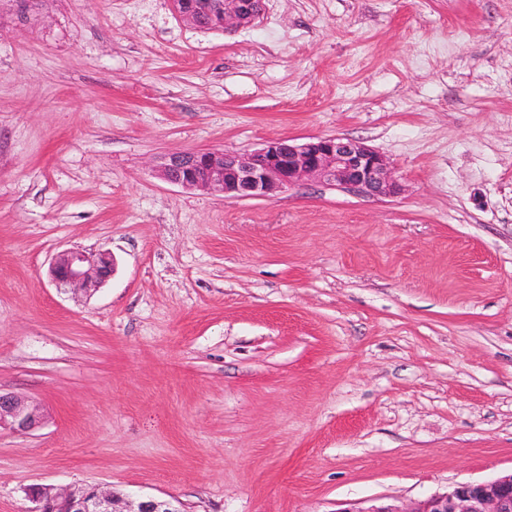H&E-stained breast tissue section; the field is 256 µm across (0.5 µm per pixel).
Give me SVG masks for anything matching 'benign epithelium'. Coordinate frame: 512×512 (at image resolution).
Wrapping results in <instances>:
<instances>
[{
	"instance_id": "7a95c632",
	"label": "benign epithelium",
	"mask_w": 512,
	"mask_h": 512,
	"mask_svg": "<svg viewBox=\"0 0 512 512\" xmlns=\"http://www.w3.org/2000/svg\"><path fill=\"white\" fill-rule=\"evenodd\" d=\"M174 12L200 29H238L253 24L265 11V0H201L199 7L172 0ZM159 176L186 189L219 192L237 198H270L310 179L373 197L393 196L401 185L390 162L378 151L349 138L312 137L302 143L273 139L253 152L217 149L175 151L161 163ZM113 271L112 257L81 249L57 254L50 266L52 280L74 293L99 288ZM39 422L37 409L21 398L0 392V427L25 432ZM29 512H119L113 493L97 487L51 492L33 487ZM130 512H181L169 500L141 499ZM365 512H512V473L487 482H461L451 490L411 503L405 508L373 506Z\"/></svg>"
}]
</instances>
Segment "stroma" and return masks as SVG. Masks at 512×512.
Returning a JSON list of instances; mask_svg holds the SVG:
<instances>
[{"label":"stroma","instance_id":"1","mask_svg":"<svg viewBox=\"0 0 512 512\" xmlns=\"http://www.w3.org/2000/svg\"><path fill=\"white\" fill-rule=\"evenodd\" d=\"M340 136L400 194L168 184L171 152ZM107 252L91 295L55 255ZM0 512H357L512 472V0H0ZM199 7L186 6V0H172L174 12L200 29L208 24L217 30L238 29L253 24L265 11L264 0H199ZM38 422L39 415L35 407L27 405L15 395L0 392V428L4 426L25 432L34 428ZM34 507L29 512H181L178 506L169 500L154 498L141 499L132 510L114 508L111 490L97 487L50 490L33 487L28 492Z\"/></svg>","mask_w":512,"mask_h":512}]
</instances>
